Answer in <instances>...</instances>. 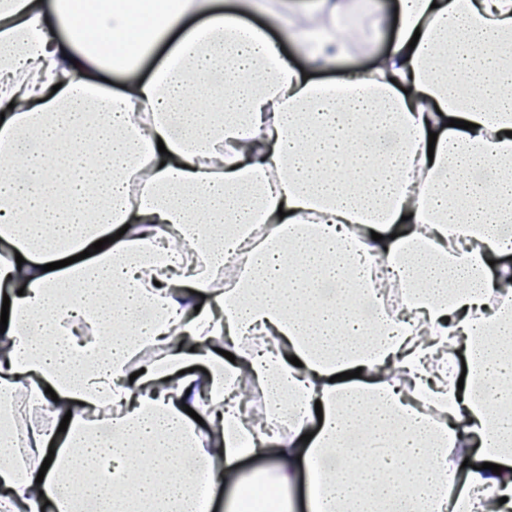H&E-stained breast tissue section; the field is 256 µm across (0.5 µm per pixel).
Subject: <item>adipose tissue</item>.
I'll return each instance as SVG.
<instances>
[{"label":"adipose tissue","mask_w":512,"mask_h":512,"mask_svg":"<svg viewBox=\"0 0 512 512\" xmlns=\"http://www.w3.org/2000/svg\"><path fill=\"white\" fill-rule=\"evenodd\" d=\"M398 15L0 0V512H512V0Z\"/></svg>","instance_id":"ef3b65f1"}]
</instances>
